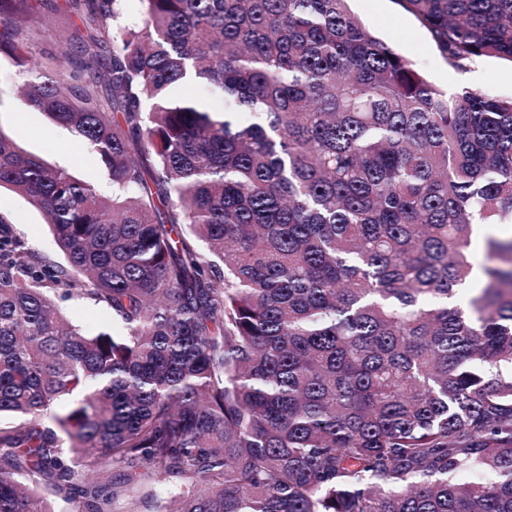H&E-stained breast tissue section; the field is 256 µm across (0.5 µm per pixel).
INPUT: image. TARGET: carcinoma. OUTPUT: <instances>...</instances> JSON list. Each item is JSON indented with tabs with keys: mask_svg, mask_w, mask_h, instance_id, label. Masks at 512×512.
<instances>
[{
	"mask_svg": "<svg viewBox=\"0 0 512 512\" xmlns=\"http://www.w3.org/2000/svg\"><path fill=\"white\" fill-rule=\"evenodd\" d=\"M30 2L0 54L112 196L0 132L65 256L0 213V512H512V238L453 302L512 224V97L441 90L349 0H41L70 71ZM396 3L451 67L512 61V0ZM44 17H46L52 36L36 38L34 50L37 53L56 56H61V53L66 51L68 54L76 56L78 53L72 51L71 45L67 41L74 23H78V20L64 12L49 13ZM62 314L74 325L90 331L104 330L112 334V316L100 307L82 301L58 302Z\"/></svg>",
	"mask_w": 512,
	"mask_h": 512,
	"instance_id": "cac0c4a2",
	"label": "carcinoma"
}]
</instances>
